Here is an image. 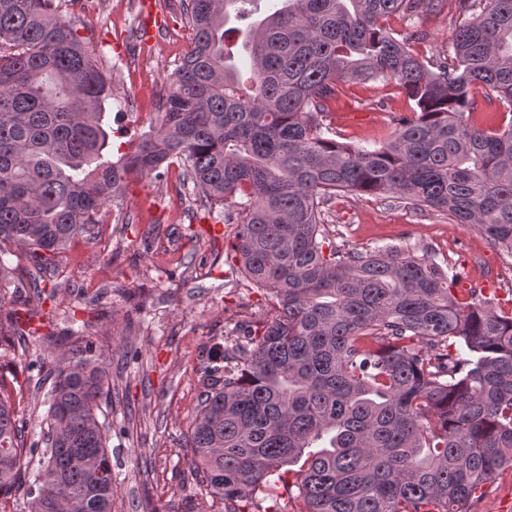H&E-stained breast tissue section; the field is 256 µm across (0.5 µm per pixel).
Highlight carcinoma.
<instances>
[{
  "label": "carcinoma",
  "mask_w": 512,
  "mask_h": 512,
  "mask_svg": "<svg viewBox=\"0 0 512 512\" xmlns=\"http://www.w3.org/2000/svg\"><path fill=\"white\" fill-rule=\"evenodd\" d=\"M49 2L0 0V304L45 294L53 258L99 234L127 180L176 163L200 205L241 198L226 261L272 306L202 368L184 443L201 486L241 512L300 461L299 512H468L512 469V312L459 300L412 248L341 251L323 217L338 194L384 195L512 256V119L484 130L470 98L481 84L512 116V0H459L433 69L384 21L436 0H283L260 20L261 0H182L190 47L156 127L115 160L111 82ZM232 18L248 22L246 78L228 64ZM339 80L395 81L417 110L379 147L338 141L324 118ZM26 325L0 319V345L38 333ZM69 338L58 363L29 362L47 392L28 437L0 375V498L23 490L22 512H112V367L83 329Z\"/></svg>",
  "instance_id": "cac0c4a2"
}]
</instances>
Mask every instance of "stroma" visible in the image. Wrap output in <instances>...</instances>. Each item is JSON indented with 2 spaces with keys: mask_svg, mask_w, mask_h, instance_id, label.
Here are the masks:
<instances>
[{
  "mask_svg": "<svg viewBox=\"0 0 512 512\" xmlns=\"http://www.w3.org/2000/svg\"><path fill=\"white\" fill-rule=\"evenodd\" d=\"M142 2L127 0L116 9L110 0L87 8L78 0H54L112 78L107 110L116 156L157 121L166 79L192 36L180 0H152L163 24L144 38ZM458 5L441 0L432 11L392 15L386 26L426 62L440 61L448 55ZM418 30L423 39H414ZM414 107L396 82H341L328 102L327 122L341 141L372 148L390 139L396 118L411 116ZM179 174L173 167L163 177L128 182L118 222L102 225L95 238H75L57 256L39 335L29 337L27 347L0 354L20 422L33 428L44 408L24 352L53 362L68 348L70 319L85 324L112 365L114 512H142L146 504L155 512H224L221 501L200 493L181 445L204 390L202 356H223L226 333L257 327L269 316L264 291L225 261L235 199L205 211L192 187L177 189ZM324 230L350 251L413 246L480 287L482 299L512 298V280L503 275L512 257L492 249L473 228L449 223L447 214L349 193L336 198ZM105 287L111 300L84 304ZM49 332L54 342L44 341ZM470 512H512V469L478 492Z\"/></svg>",
  "mask_w": 512,
  "mask_h": 512,
  "instance_id": "stroma-1",
  "label": "stroma"
}]
</instances>
